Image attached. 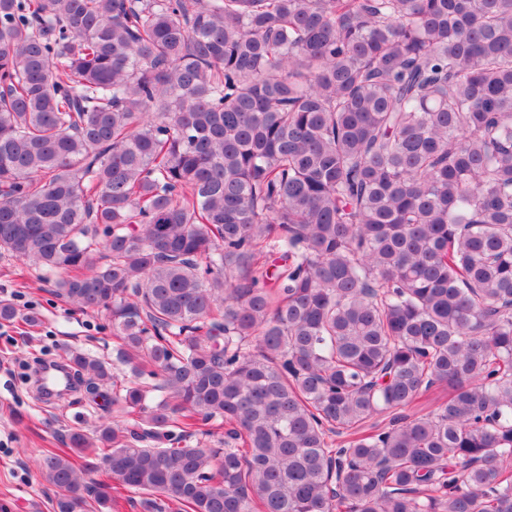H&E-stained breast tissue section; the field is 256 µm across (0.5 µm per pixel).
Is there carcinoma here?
I'll return each mask as SVG.
<instances>
[{"label":"carcinoma","mask_w":512,"mask_h":512,"mask_svg":"<svg viewBox=\"0 0 512 512\" xmlns=\"http://www.w3.org/2000/svg\"><path fill=\"white\" fill-rule=\"evenodd\" d=\"M1 252L131 373L54 512H512V0H0Z\"/></svg>","instance_id":"1"}]
</instances>
